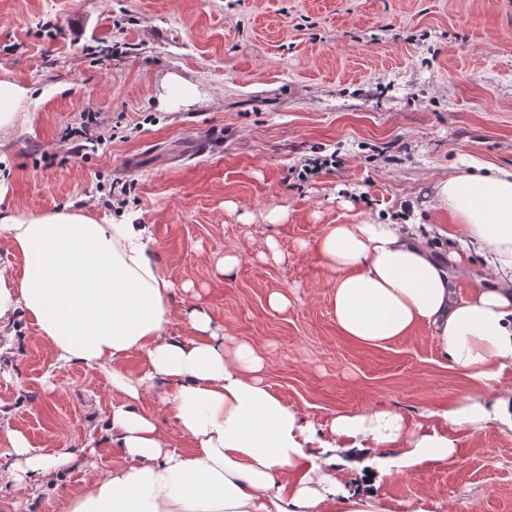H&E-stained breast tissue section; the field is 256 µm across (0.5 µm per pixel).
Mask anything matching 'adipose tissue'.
<instances>
[{
    "label": "adipose tissue",
    "mask_w": 512,
    "mask_h": 512,
    "mask_svg": "<svg viewBox=\"0 0 512 512\" xmlns=\"http://www.w3.org/2000/svg\"><path fill=\"white\" fill-rule=\"evenodd\" d=\"M31 88L0 74V136L26 126ZM451 236L462 245L440 261L411 224L368 216L328 225L315 245L333 317L351 340L381 347L421 324L470 384V392L435 411L430 424L409 425L386 408L336 415L325 433L302 421L265 384L264 358L216 326L203 309L187 310L195 338L169 335L176 289L155 256L149 225L114 221L83 207L35 213L0 209L18 274L0 269V319L33 320L55 362L105 372L112 411L104 432L117 460L74 492L62 512H444L426 491L394 507L378 495L393 450L406 465L454 461L451 430L488 422L512 430V168L475 162L436 187ZM485 257L492 287L455 288L464 257ZM142 353L133 375L119 361ZM161 405V429L148 409ZM191 439L182 453L174 435ZM8 467L15 490L36 498L59 467L81 454L36 452L23 431L9 430ZM365 452L364 491L349 490L341 451Z\"/></svg>",
    "instance_id": "obj_1"
}]
</instances>
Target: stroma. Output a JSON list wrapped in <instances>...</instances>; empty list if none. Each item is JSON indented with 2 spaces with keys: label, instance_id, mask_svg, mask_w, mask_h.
I'll return each mask as SVG.
<instances>
[{
  "label": "stroma",
  "instance_id": "35a3bbf8",
  "mask_svg": "<svg viewBox=\"0 0 512 512\" xmlns=\"http://www.w3.org/2000/svg\"><path fill=\"white\" fill-rule=\"evenodd\" d=\"M0 68L33 89L29 123L0 140L6 207L100 214L125 189L175 306L252 343L285 406L318 427L373 407L412 424L467 393L426 326L383 347L342 336L312 247L327 225L369 214L441 224L440 180L474 160L512 167V0H0ZM171 75L197 97L162 106ZM90 112L128 139L71 154ZM315 147L341 164L297 180ZM227 253L240 257L229 275ZM274 291L286 310H270ZM111 403L105 374L54 363L22 313L0 321V436L24 429L48 456L96 446L94 466L58 472L32 502L1 472L0 512H61L111 465ZM453 437V462L392 472L388 500L427 489L451 512H512V431Z\"/></svg>",
  "mask_w": 512,
  "mask_h": 512
}]
</instances>
